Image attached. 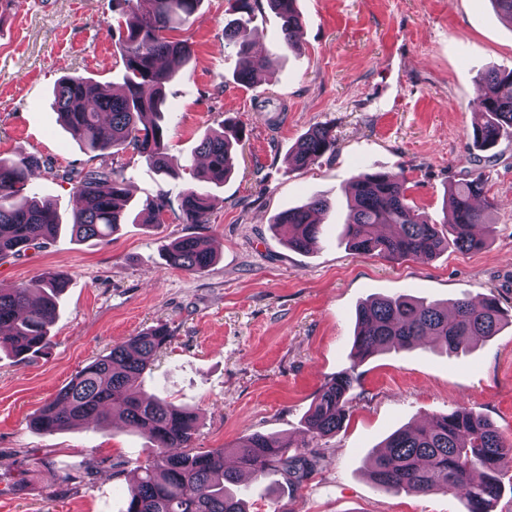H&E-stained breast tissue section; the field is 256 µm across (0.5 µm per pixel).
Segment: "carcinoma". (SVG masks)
Masks as SVG:
<instances>
[{
    "mask_svg": "<svg viewBox=\"0 0 512 512\" xmlns=\"http://www.w3.org/2000/svg\"><path fill=\"white\" fill-rule=\"evenodd\" d=\"M118 6V44L125 68L124 91L104 92L80 76H65L52 92V108L63 126L102 163L65 179L76 181L77 209L71 234L98 244L110 240L118 225L136 223L139 214L130 205L125 188V166L115 156L131 147L156 171L174 177L168 153L169 112L166 85L186 66L192 45L169 32L188 23L202 0H113ZM268 6L282 20L283 46L301 48L304 22L296 0H233L230 9L251 14ZM251 32L235 19L224 30V48L238 56L235 79L253 83L266 60L253 52ZM484 93L471 115L472 145L480 151L496 146L512 129V69L478 72ZM242 138L232 120L221 130L206 135L199 152L205 165L194 179L220 186L233 172L236 147ZM336 134L330 125H317L288 154L289 165L305 167L336 151ZM40 159L35 155L0 157V259L19 255L61 229V218L50 203L24 196ZM184 223L207 221L209 195L198 188L180 193ZM169 206L168 192L161 190L145 209L159 224ZM328 208L320 197L281 212L274 224L288 226V247L309 253L320 243V225L313 215ZM485 197V179L474 169L448 186L446 218L437 224L410 204L405 179L383 171L363 172L351 181L343 235L351 250L386 259H432L452 246L461 252L485 246L491 232ZM166 265L192 273H204L216 262V254L194 236L172 242ZM67 280L57 276L0 289V352L23 362L46 344L49 325L58 312V298ZM512 324L499 300L468 297L447 305L415 299L405 294L375 298L356 313L350 366L326 381L314 397L306 416L311 440L336 434L343 427L353 391L359 383L356 368L381 352L411 350L431 343L449 352L463 351L496 335ZM165 325L149 328L108 354L85 366L56 397L32 417L38 430H56L82 424L108 426L112 410L122 413L132 431L148 435L153 446L149 460L128 485L126 512H248L233 492L242 472L258 477L271 469L288 480L300 481L316 466V456L291 452L290 440L253 433L230 449L198 451L193 448L196 413L160 398L138 392L143 374L155 357L173 341ZM235 465L224 463L226 454ZM512 454L507 440L487 418L458 407L422 425H409L391 433L372 456L370 478L396 493L453 492L465 512H493L504 483L503 458Z\"/></svg>",
    "mask_w": 512,
    "mask_h": 512,
    "instance_id": "obj_1",
    "label": "carcinoma"
}]
</instances>
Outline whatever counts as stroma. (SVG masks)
I'll return each instance as SVG.
<instances>
[{
	"label": "stroma",
	"instance_id": "obj_1",
	"mask_svg": "<svg viewBox=\"0 0 512 512\" xmlns=\"http://www.w3.org/2000/svg\"><path fill=\"white\" fill-rule=\"evenodd\" d=\"M229 6L203 0L176 33L193 45L183 75L166 88L177 178L133 150L118 156L132 204L167 191L162 223L119 225L103 245L77 241L68 228L76 197L64 175L99 161L59 125L50 103L65 75L121 85L119 45L107 31L118 19L112 0H16L0 16V156L40 157L28 188L56 205L64 224L45 244L0 260V287L52 273L68 280L42 352L23 362L0 353V512H125L128 482L148 458L146 436L118 420L49 434L30 419L84 366L160 323L175 339L140 389L195 410V448L258 432L319 455L302 483L270 472L241 485L249 512H464L451 492L378 488L367 458L395 429L460 406L512 439V326L465 354L422 345L373 357L358 368L342 430L314 443L304 419L320 386L349 366L355 311L371 297L492 294L512 316V134L489 162L470 137L482 93L477 71L512 68V24L492 0H297L301 53L281 47L274 12H255L249 27L270 67L246 86L224 47ZM227 117L244 137L234 171L209 187L208 223H184L179 196L195 184L198 146ZM324 123L335 129V153L289 169L297 141ZM474 167L496 203L481 250L386 260L341 240L356 175L402 174L408 198L440 222L448 185ZM314 196L329 203L321 243L311 253L291 250L272 221ZM186 235L217 253L209 271L167 268L165 247Z\"/></svg>",
	"mask_w": 512,
	"mask_h": 512
}]
</instances>
